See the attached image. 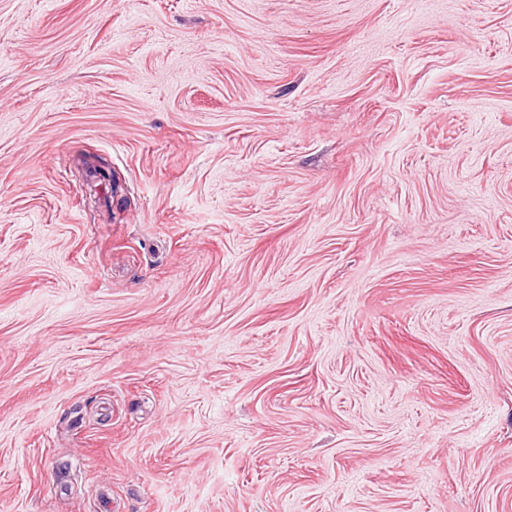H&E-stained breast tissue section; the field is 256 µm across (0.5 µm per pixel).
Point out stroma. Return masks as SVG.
I'll use <instances>...</instances> for the list:
<instances>
[{
	"label": "stroma",
	"instance_id": "1",
	"mask_svg": "<svg viewBox=\"0 0 512 512\" xmlns=\"http://www.w3.org/2000/svg\"><path fill=\"white\" fill-rule=\"evenodd\" d=\"M512 512V0H0V512Z\"/></svg>",
	"mask_w": 512,
	"mask_h": 512
}]
</instances>
